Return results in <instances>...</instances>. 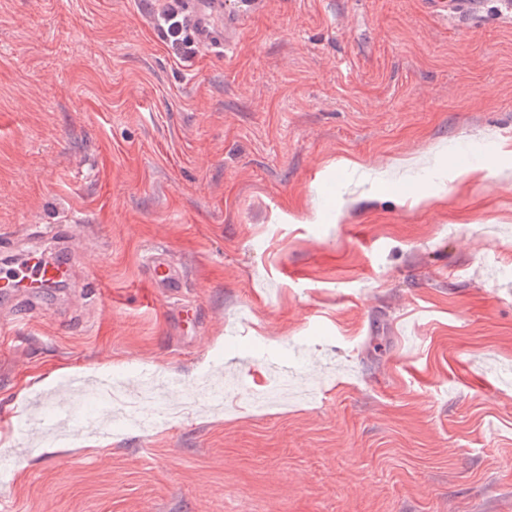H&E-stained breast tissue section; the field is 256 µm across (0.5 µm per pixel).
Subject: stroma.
<instances>
[{"label":"stroma","instance_id":"35a3bbf8","mask_svg":"<svg viewBox=\"0 0 512 512\" xmlns=\"http://www.w3.org/2000/svg\"><path fill=\"white\" fill-rule=\"evenodd\" d=\"M445 3L224 0L185 61L160 0H0V235L79 233L0 303L10 512H512V10ZM91 367L168 416L32 432ZM188 20L200 44L209 48H229L236 39L238 22L225 18L216 22L223 13L222 0H189ZM148 281L169 300L177 299L185 288V269L171 251L155 249L147 257Z\"/></svg>","mask_w":512,"mask_h":512}]
</instances>
